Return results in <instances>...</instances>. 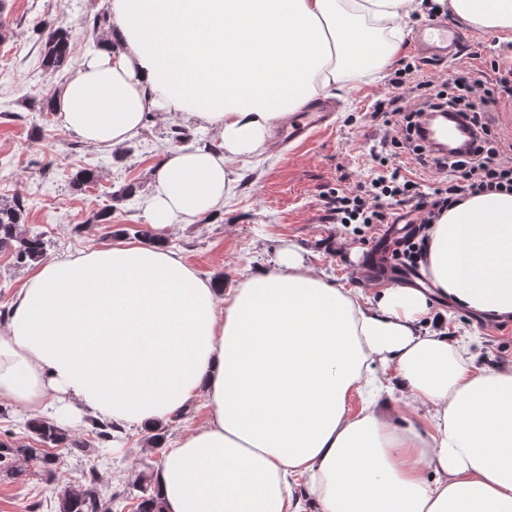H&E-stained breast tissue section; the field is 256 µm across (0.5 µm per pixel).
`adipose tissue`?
I'll return each mask as SVG.
<instances>
[{"instance_id":"ef3b65f1","label":"adipose tissue","mask_w":512,"mask_h":512,"mask_svg":"<svg viewBox=\"0 0 512 512\" xmlns=\"http://www.w3.org/2000/svg\"><path fill=\"white\" fill-rule=\"evenodd\" d=\"M512 42V0H435ZM109 33L51 98L58 125L121 147L148 113L211 135L152 173L153 238L41 265L0 319V399L124 429L203 400L168 444L161 512H512V364L475 367L429 333L417 288L336 286L295 246L234 287L164 229L223 208L237 161L345 76L380 72L423 0H106ZM433 288L512 318V194L466 199L429 231ZM305 485L308 498L295 495Z\"/></svg>"}]
</instances>
